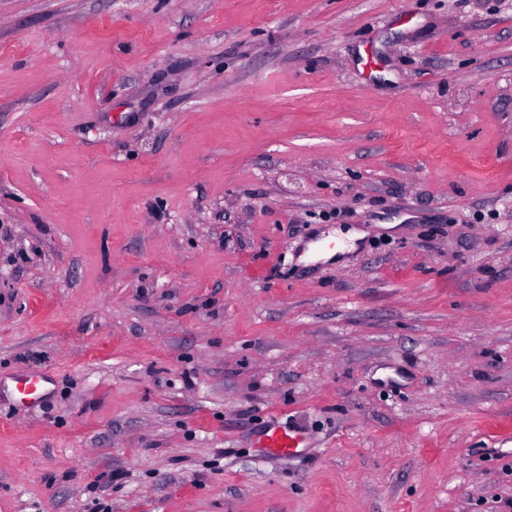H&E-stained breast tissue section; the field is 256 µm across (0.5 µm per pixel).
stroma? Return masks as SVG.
<instances>
[{
	"label": "stroma",
	"mask_w": 512,
	"mask_h": 512,
	"mask_svg": "<svg viewBox=\"0 0 512 512\" xmlns=\"http://www.w3.org/2000/svg\"><path fill=\"white\" fill-rule=\"evenodd\" d=\"M0 512H512V0H0ZM303 443L297 433L282 431L276 425L268 426L260 435L257 445L271 456H287Z\"/></svg>",
	"instance_id": "stroma-1"
}]
</instances>
